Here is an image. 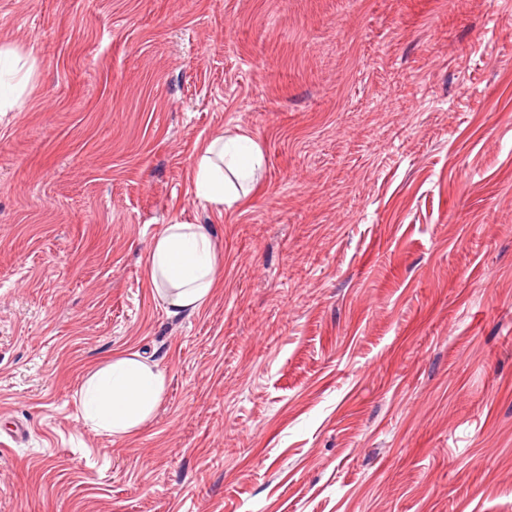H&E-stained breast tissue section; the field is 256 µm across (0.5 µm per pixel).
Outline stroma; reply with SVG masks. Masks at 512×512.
<instances>
[{"label": "stroma", "mask_w": 512, "mask_h": 512, "mask_svg": "<svg viewBox=\"0 0 512 512\" xmlns=\"http://www.w3.org/2000/svg\"><path fill=\"white\" fill-rule=\"evenodd\" d=\"M0 512H512V0H0ZM261 146L218 214L198 142ZM208 225L173 318L146 254ZM158 364L117 438L78 392ZM3 57L12 60L13 66L10 74L16 79V85L23 87L29 79L32 65L28 66V62L23 60L14 49L0 45V59L2 60ZM146 272L170 317L192 315L209 302L221 260L205 224H167L146 256ZM166 383L157 364L139 353L114 356L89 375L78 393L83 419L113 437L130 436L153 417Z\"/></svg>", "instance_id": "stroma-1"}]
</instances>
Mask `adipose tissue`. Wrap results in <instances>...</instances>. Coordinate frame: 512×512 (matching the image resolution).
<instances>
[{"instance_id":"1","label":"adipose tissue","mask_w":512,"mask_h":512,"mask_svg":"<svg viewBox=\"0 0 512 512\" xmlns=\"http://www.w3.org/2000/svg\"><path fill=\"white\" fill-rule=\"evenodd\" d=\"M264 165L259 145L245 132H219L199 145L193 170L196 195L220 211L245 206L258 187ZM146 272L168 316L201 311L221 273V260L206 225H166L146 256ZM167 377L137 353L117 355L95 369L82 385L79 403L93 429L125 437L154 415Z\"/></svg>"}]
</instances>
